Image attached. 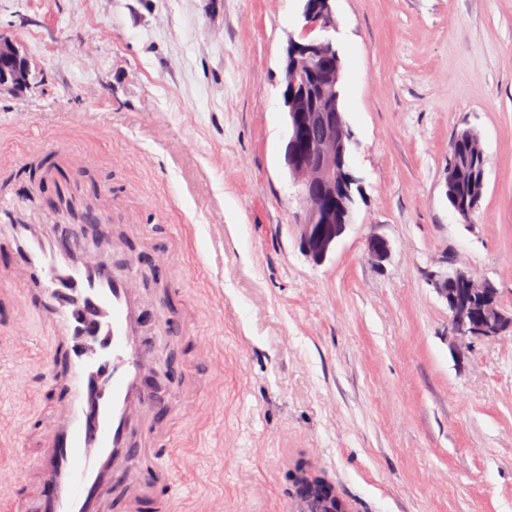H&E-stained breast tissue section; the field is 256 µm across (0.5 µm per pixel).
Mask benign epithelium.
<instances>
[{
    "label": "benign epithelium",
    "mask_w": 512,
    "mask_h": 512,
    "mask_svg": "<svg viewBox=\"0 0 512 512\" xmlns=\"http://www.w3.org/2000/svg\"><path fill=\"white\" fill-rule=\"evenodd\" d=\"M305 24L301 40L290 42L286 52L284 101L288 112V140L284 158L301 186L306 214L301 224V247L316 263L324 262L345 232L347 225L336 223V184L348 159V144L342 115L325 87L336 81L334 73L322 69L326 58L336 53L333 45L309 34L335 25L330 0L304 4ZM30 66L15 43L0 38V90L17 91L29 84ZM390 252L380 237L369 240L367 254L376 262ZM473 276L454 270L439 282L438 290L448 303L453 335L461 340L496 339L512 331V316L497 308L498 289L482 280L483 304L472 298L469 283ZM298 492L336 501L333 487L301 462L293 473Z\"/></svg>",
    "instance_id": "7a95c632"
}]
</instances>
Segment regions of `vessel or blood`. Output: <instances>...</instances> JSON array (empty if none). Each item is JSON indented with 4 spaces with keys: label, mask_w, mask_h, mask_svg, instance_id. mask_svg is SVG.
<instances>
[{
    "label": "vessel or blood",
    "mask_w": 512,
    "mask_h": 512,
    "mask_svg": "<svg viewBox=\"0 0 512 512\" xmlns=\"http://www.w3.org/2000/svg\"><path fill=\"white\" fill-rule=\"evenodd\" d=\"M15 257L52 340L50 385L57 398L52 424L40 434L36 512H102L133 453L130 427L145 417L160 424L176 405L156 388L147 331L168 324L169 293L145 304L131 280L75 244L73 223L44 225L0 209ZM172 465L145 456L137 479L111 502L113 512H164Z\"/></svg>",
    "instance_id": "b4317fda"
}]
</instances>
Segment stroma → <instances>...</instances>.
<instances>
[{
  "label": "stroma",
  "mask_w": 512,
  "mask_h": 512,
  "mask_svg": "<svg viewBox=\"0 0 512 512\" xmlns=\"http://www.w3.org/2000/svg\"><path fill=\"white\" fill-rule=\"evenodd\" d=\"M342 61L352 220L328 259L300 245L305 206L284 160V57L303 0H0V36L30 65L0 91V191L44 150L69 155L124 241L84 247L142 288L170 266L157 335L199 388L170 422L169 512H292L298 460L354 512H512V334L459 341L437 283L493 281L512 315V0H331ZM476 133L485 189L469 220L447 198L453 137ZM388 241L386 260L367 255ZM0 249V503L33 498L50 424L51 346Z\"/></svg>",
  "instance_id": "1"
}]
</instances>
